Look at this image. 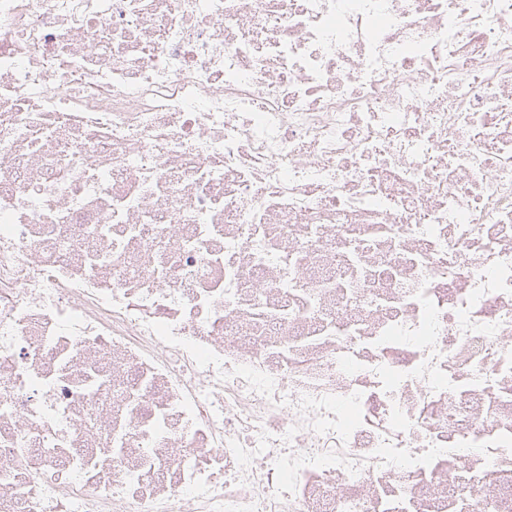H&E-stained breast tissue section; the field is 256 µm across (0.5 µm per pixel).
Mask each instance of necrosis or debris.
Returning a JSON list of instances; mask_svg holds the SVG:
<instances>
[{
	"mask_svg": "<svg viewBox=\"0 0 512 512\" xmlns=\"http://www.w3.org/2000/svg\"><path fill=\"white\" fill-rule=\"evenodd\" d=\"M512 512V0H0V512Z\"/></svg>",
	"mask_w": 512,
	"mask_h": 512,
	"instance_id": "obj_1",
	"label": "necrosis or debris"
}]
</instances>
